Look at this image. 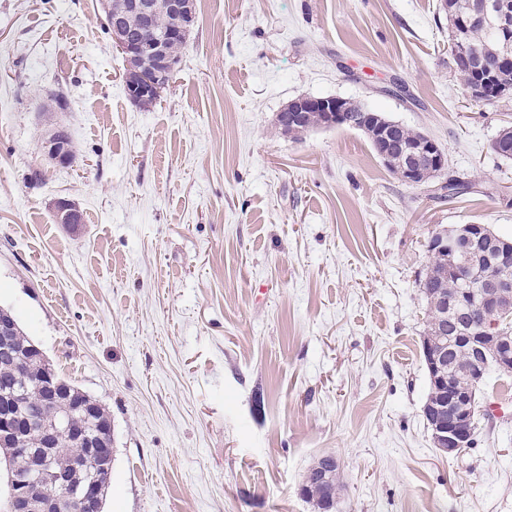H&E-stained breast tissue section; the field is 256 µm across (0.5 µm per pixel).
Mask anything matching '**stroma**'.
Segmentation results:
<instances>
[{
  "label": "stroma",
  "instance_id": "35a3bbf8",
  "mask_svg": "<svg viewBox=\"0 0 512 512\" xmlns=\"http://www.w3.org/2000/svg\"><path fill=\"white\" fill-rule=\"evenodd\" d=\"M172 84L128 97L97 0H0V307L105 405V512H512V373L472 447L443 456L416 281L433 232L512 238V97L472 100L440 0H197ZM63 95L58 107L55 95ZM340 96L433 137L471 194L399 181L361 131L276 116ZM65 128L76 158L45 153ZM68 198L80 224L55 223ZM315 464L316 462L311 468H309L308 473L304 479L301 489L302 495L311 504L314 512H335L327 510L325 498L329 496V491H333V493L336 494V485L338 490V473H335V475L332 477L331 484L328 486V491L323 486H319L314 478L309 477V474H311V472L314 470Z\"/></svg>",
  "mask_w": 512,
  "mask_h": 512
}]
</instances>
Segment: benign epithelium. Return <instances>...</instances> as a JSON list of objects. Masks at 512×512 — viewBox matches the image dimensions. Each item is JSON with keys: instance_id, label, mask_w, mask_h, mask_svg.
<instances>
[{"instance_id": "obj_1", "label": "benign epithelium", "mask_w": 512, "mask_h": 512, "mask_svg": "<svg viewBox=\"0 0 512 512\" xmlns=\"http://www.w3.org/2000/svg\"><path fill=\"white\" fill-rule=\"evenodd\" d=\"M105 13L112 45L125 58L124 81L130 100L141 103L156 98L165 89L180 61L174 47L184 44L196 24V14L187 0H130L123 13L112 12L110 0H99ZM164 11L178 18L177 25L167 30H157L155 20ZM483 13L496 19L500 34L505 40H512V10L501 0H485ZM137 17L141 29L150 33L147 38H135L126 27V16ZM321 113L323 127H340L349 124L365 128L374 122L373 111L365 108L353 113L351 101L337 97L330 101L324 98L303 97L292 101L277 116V122L285 134L303 136L309 132L304 116L308 112ZM48 157L62 164L71 162L73 155L68 133L56 129L45 141ZM419 150L426 157L434 175L447 172V155L431 138L420 144ZM401 165L402 178L408 185H418L419 160L414 151L404 152ZM53 216L57 224H81L83 216L75 202L59 198L54 202ZM431 251L445 256L455 263L460 288L451 298L436 301L443 318L460 313H476L481 318L479 329L460 326L458 340L466 346L472 357L474 380L479 382L490 370L512 372V335L501 330L505 307L501 298L512 289V281L499 275L485 274L480 279L479 291L469 292L471 282L466 259L482 249L490 269L512 267V250L500 246L493 236L482 231L477 224L465 225V230L450 234L437 231L429 240ZM18 329L14 317L0 318V353L15 358L9 336ZM428 358V370L434 387L440 389L443 397L423 408V416L436 448L444 455H456L474 444L472 431L467 428L470 421L469 392L449 384L447 373L448 356L445 350L436 352L423 347ZM30 355L42 362V372L37 380V389L44 400L71 406L84 413L91 422L90 429L76 434L77 441L85 444L88 456L85 462L76 464L78 477L63 475L56 468L52 452L57 437L68 431L58 422L44 431L43 448H30L26 444L29 417L23 411L26 406V391L18 386L0 389V443L8 446V454L24 457L29 468L23 474H10V492L7 512H101L106 485L102 471L112 462V422L98 418L100 404L94 399H73L58 379L55 369L35 344L29 346ZM54 482L60 494L53 500H41L35 491L44 482Z\"/></svg>"}]
</instances>
